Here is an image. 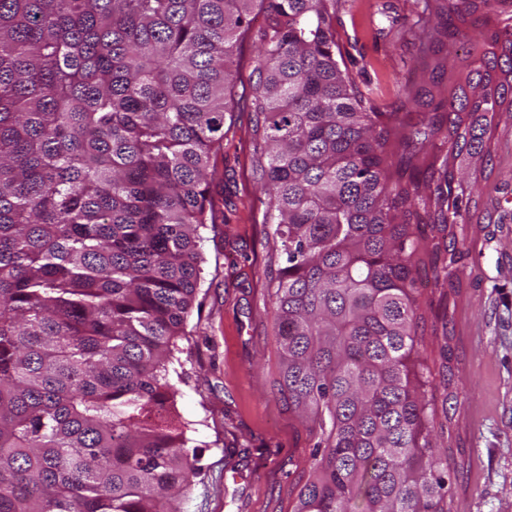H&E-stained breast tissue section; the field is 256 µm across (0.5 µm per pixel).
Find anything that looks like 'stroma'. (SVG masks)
Returning a JSON list of instances; mask_svg holds the SVG:
<instances>
[{
    "label": "stroma",
    "mask_w": 512,
    "mask_h": 512,
    "mask_svg": "<svg viewBox=\"0 0 512 512\" xmlns=\"http://www.w3.org/2000/svg\"><path fill=\"white\" fill-rule=\"evenodd\" d=\"M413 0H336L338 51L378 112H395L405 82L428 61L415 34ZM252 115L224 123L212 187L213 220L194 309L178 339L176 408L199 447L183 512H292L316 437L272 388L280 366L267 275L271 231L252 174ZM495 170L466 226L464 288L449 308L459 357L450 404L463 468L452 512H512V125L497 128Z\"/></svg>",
    "instance_id": "1"
}]
</instances>
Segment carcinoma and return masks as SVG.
<instances>
[{"instance_id":"cac0c4a2","label":"carcinoma","mask_w":512,"mask_h":512,"mask_svg":"<svg viewBox=\"0 0 512 512\" xmlns=\"http://www.w3.org/2000/svg\"><path fill=\"white\" fill-rule=\"evenodd\" d=\"M330 2L0 0V512H182L197 449L172 365L238 107L277 264L273 389L318 435L292 512H450L435 401L458 360L445 319L438 368L416 363L418 273L459 294L512 118V0H416L427 50L463 57L403 86V114L365 106ZM240 55L238 58V71L242 84L238 82V92H242V85L248 84V80L254 67V59L256 57V49L250 39H246L241 43Z\"/></svg>"}]
</instances>
